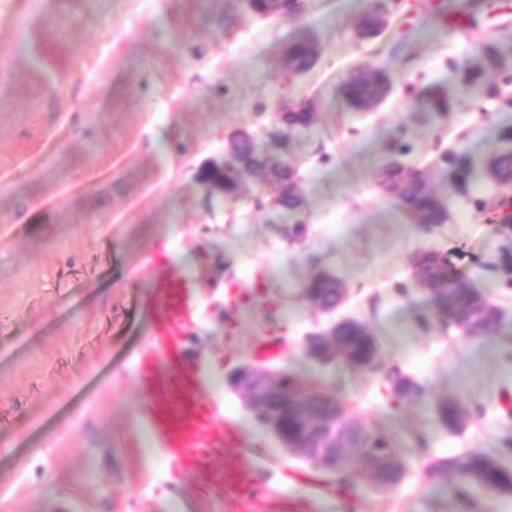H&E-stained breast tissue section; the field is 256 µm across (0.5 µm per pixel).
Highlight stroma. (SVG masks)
I'll return each instance as SVG.
<instances>
[{"label":"stroma","mask_w":512,"mask_h":512,"mask_svg":"<svg viewBox=\"0 0 512 512\" xmlns=\"http://www.w3.org/2000/svg\"><path fill=\"white\" fill-rule=\"evenodd\" d=\"M299 3L263 17L240 0H0V512H219L171 476L130 377L149 339V263L170 246L194 277L190 344L208 393L260 481L303 512H512V493L463 498L453 475L429 471L472 452L512 465V285L495 269L512 224L488 205L512 186L484 176L512 128V79L465 81L481 45L512 53V7L482 0L455 32L427 23L434 0H383L385 30L363 39L371 0ZM302 38L315 65L286 78L285 51ZM370 65L391 74L392 91L370 110L343 109L339 85ZM438 89L443 117L426 109ZM301 103L315 122L288 150L303 199L295 236L250 176L228 203L201 174L223 164L232 133H261ZM395 145L446 202L444 224L409 223L379 188ZM445 153L471 161L468 194L451 189ZM419 252L446 256L496 322L475 334L440 326L430 291L413 284ZM320 270L346 290L332 317L300 292ZM335 317L369 327L375 369L307 359L306 336ZM270 340L281 351L265 367L336 395L399 449L398 485L340 488L253 418L229 380ZM394 366L420 393L392 399ZM446 397L469 410L455 430L434 416Z\"/></svg>","instance_id":"1"}]
</instances>
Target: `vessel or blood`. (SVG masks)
<instances>
[{
	"mask_svg": "<svg viewBox=\"0 0 512 512\" xmlns=\"http://www.w3.org/2000/svg\"><path fill=\"white\" fill-rule=\"evenodd\" d=\"M149 280L141 304L150 337L132 373L138 411L172 474L226 512H295L293 497L257 480L235 426L205 394L203 362L186 345L198 315L192 277L159 252Z\"/></svg>",
	"mask_w": 512,
	"mask_h": 512,
	"instance_id": "1",
	"label": "vessel or blood"
}]
</instances>
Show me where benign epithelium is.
Returning a JSON list of instances; mask_svg holds the SVG:
<instances>
[{
	"label": "benign epithelium",
	"instance_id": "1",
	"mask_svg": "<svg viewBox=\"0 0 512 512\" xmlns=\"http://www.w3.org/2000/svg\"><path fill=\"white\" fill-rule=\"evenodd\" d=\"M336 327L334 323L325 331L307 337L306 350L312 359L321 363L336 360ZM232 384L245 395L249 409L260 415L261 423L289 455L321 461L329 473L335 472L341 462L359 465L379 484L385 483L396 469V461L384 453L351 456L347 449L338 446L336 425L344 419L342 406L334 404L325 416L311 414L312 397L302 390L293 375L280 372L273 376L264 368L244 365L233 374ZM290 412L305 414V427L299 434L288 432Z\"/></svg>",
	"mask_w": 512,
	"mask_h": 512
}]
</instances>
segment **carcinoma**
Listing matches in <instances>:
<instances>
[{
  "instance_id": "carcinoma-1",
  "label": "carcinoma",
  "mask_w": 512,
  "mask_h": 512,
  "mask_svg": "<svg viewBox=\"0 0 512 512\" xmlns=\"http://www.w3.org/2000/svg\"><path fill=\"white\" fill-rule=\"evenodd\" d=\"M383 26L379 6L375 5L362 17L360 35L371 37ZM288 64L292 73L304 72L311 68L316 59L314 46L307 39L291 43L287 49ZM509 56L499 44L482 46L476 63L468 68L467 82H476L488 69L506 71L511 67ZM393 79L389 72L380 67L370 66L350 76L339 91L341 105L351 111H365L378 104L391 88ZM315 120L314 112L308 106L286 107L278 113L277 121L267 131L265 143L247 131L234 133L229 142L228 155L224 164V199L235 201L239 198V176L242 172L262 186L276 185L272 192L274 211L284 221L295 215L302 207V199L294 189V173L282 159L288 154V140L284 132L288 126L310 127ZM441 164L453 169V184L458 192L468 190L473 181L470 165L457 156L443 155ZM381 186L394 195L398 207L414 224L432 226L442 224L446 209L442 199L434 192L429 182L418 171L407 169L402 163L392 161L382 171ZM417 279L435 288L432 293L434 315H450L458 322L478 332L497 317V311L475 289L466 285L442 290L448 280L450 266L447 259L437 253H421L413 259ZM303 293L311 301L328 305L340 300L342 288L339 280H332L320 274H313L303 284ZM338 359L354 372L370 370L368 360L377 343L368 327L357 321L344 323L337 331ZM393 396L403 401L418 393V385L399 368H392L387 376ZM467 410L455 399L437 402L435 416L446 428H459ZM338 436L352 448H382L395 454L391 442L379 433L362 431L355 421L345 419ZM431 471L450 472L463 487L475 485L488 493L512 490V467L503 465L499 459L486 453H472L463 457L438 458Z\"/></svg>"
}]
</instances>
